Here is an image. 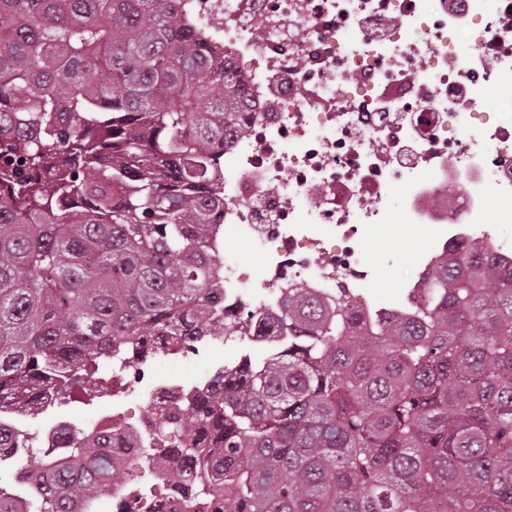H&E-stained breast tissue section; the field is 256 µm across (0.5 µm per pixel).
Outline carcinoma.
<instances>
[{
  "label": "carcinoma",
  "mask_w": 512,
  "mask_h": 512,
  "mask_svg": "<svg viewBox=\"0 0 512 512\" xmlns=\"http://www.w3.org/2000/svg\"><path fill=\"white\" fill-rule=\"evenodd\" d=\"M181 0H0V455L38 503L104 512L105 441L63 421L65 455L21 429L100 369L235 333L205 224L224 206V121L244 94L186 31ZM285 336L158 423L164 493L224 512H512V262L473 243L419 305L357 322L290 289Z\"/></svg>",
  "instance_id": "obj_1"
}]
</instances>
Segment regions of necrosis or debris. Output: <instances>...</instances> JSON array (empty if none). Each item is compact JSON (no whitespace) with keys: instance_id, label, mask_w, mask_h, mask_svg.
Returning a JSON list of instances; mask_svg holds the SVG:
<instances>
[{"instance_id":"4bbe7bcc","label":"necrosis or debris","mask_w":512,"mask_h":512,"mask_svg":"<svg viewBox=\"0 0 512 512\" xmlns=\"http://www.w3.org/2000/svg\"><path fill=\"white\" fill-rule=\"evenodd\" d=\"M185 3L250 100L228 123L217 231L260 261L224 262L218 303L241 340L273 347L249 315L275 309L288 288L370 317L406 308L465 242L512 257V113L488 106L512 73V0ZM491 189L500 205L488 216ZM369 227L432 233L391 302L375 291ZM183 393L154 383L136 421L116 408L90 430L129 462L140 452L131 431L152 432Z\"/></svg>"}]
</instances>
